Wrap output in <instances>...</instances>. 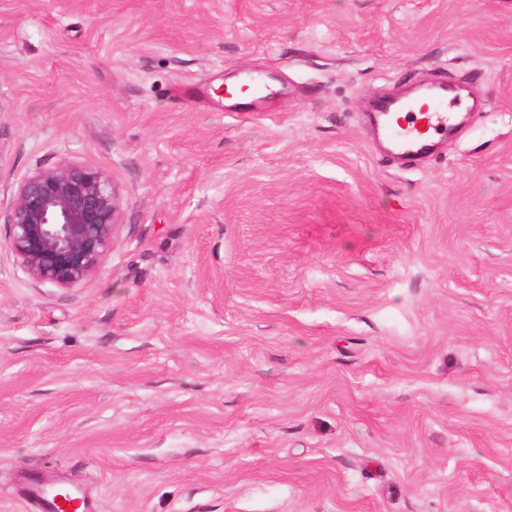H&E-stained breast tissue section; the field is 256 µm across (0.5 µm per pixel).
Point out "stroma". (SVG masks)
<instances>
[{"instance_id":"1","label":"stroma","mask_w":512,"mask_h":512,"mask_svg":"<svg viewBox=\"0 0 512 512\" xmlns=\"http://www.w3.org/2000/svg\"><path fill=\"white\" fill-rule=\"evenodd\" d=\"M275 87L230 108L241 73ZM473 98L408 168L365 117ZM102 173L98 273L7 245ZM512 512V0H0V512ZM119 198L98 171L60 166L20 184L8 246L36 281L68 287L94 276L112 247ZM49 470L51 469L27 472L24 476L22 492L24 500L34 504L38 512H69L74 509L68 503H66V507H61V504H58L61 499L56 496L57 489L64 487L79 505L80 512H96L95 504L86 497L81 489L61 478L47 474L46 472Z\"/></svg>"}]
</instances>
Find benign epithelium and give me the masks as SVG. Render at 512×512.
<instances>
[{"label": "benign epithelium", "mask_w": 512, "mask_h": 512, "mask_svg": "<svg viewBox=\"0 0 512 512\" xmlns=\"http://www.w3.org/2000/svg\"><path fill=\"white\" fill-rule=\"evenodd\" d=\"M119 198L98 171L60 166L20 184L8 246L36 281L68 287L94 276L112 247Z\"/></svg>", "instance_id": "benign-epithelium-1"}]
</instances>
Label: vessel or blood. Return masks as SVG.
<instances>
[{
	"label": "vessel or blood",
	"mask_w": 512,
	"mask_h": 512,
	"mask_svg": "<svg viewBox=\"0 0 512 512\" xmlns=\"http://www.w3.org/2000/svg\"><path fill=\"white\" fill-rule=\"evenodd\" d=\"M456 92L447 84L437 83L424 88L418 101L386 97L374 102L380 127L394 151L404 159L415 160L430 153L432 147L445 139L450 128L449 105L457 101ZM67 488L80 507V512H96L95 504L81 489L66 485L63 479L45 470L30 471L24 477L23 495L38 512H69L56 496L59 488Z\"/></svg>",
	"instance_id": "b4317fda"
}]
</instances>
